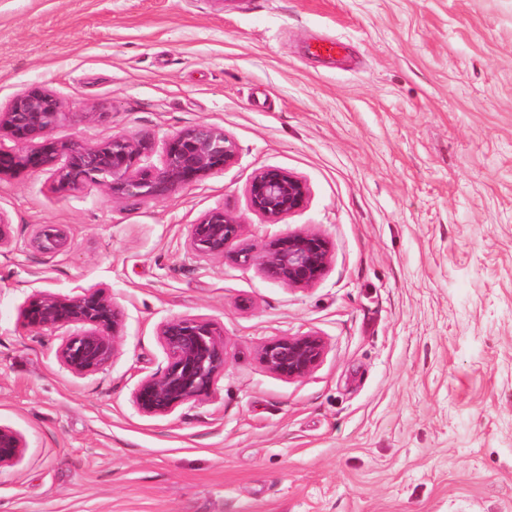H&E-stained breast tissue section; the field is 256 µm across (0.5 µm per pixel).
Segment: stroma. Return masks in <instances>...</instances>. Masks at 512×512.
Returning a JSON list of instances; mask_svg holds the SVG:
<instances>
[{"label":"stroma","instance_id":"1","mask_svg":"<svg viewBox=\"0 0 512 512\" xmlns=\"http://www.w3.org/2000/svg\"><path fill=\"white\" fill-rule=\"evenodd\" d=\"M329 39L348 62L308 54ZM35 85L67 114L51 138L159 144L206 121L238 153L139 202L0 175V425L25 441L0 512H512V0H0V108ZM266 167L309 188L272 222L246 195ZM216 207L250 244L322 235L324 275L191 255ZM40 224L66 228L63 252L30 247ZM90 286L123 327L79 376L22 309ZM184 315L223 326L224 376L144 415L158 328ZM309 332L325 355L307 376L260 363Z\"/></svg>","mask_w":512,"mask_h":512}]
</instances>
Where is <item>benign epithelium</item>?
Returning a JSON list of instances; mask_svg holds the SVG:
<instances>
[{
  "mask_svg": "<svg viewBox=\"0 0 512 512\" xmlns=\"http://www.w3.org/2000/svg\"><path fill=\"white\" fill-rule=\"evenodd\" d=\"M65 116L60 101L47 89L34 87L15 96L0 110V133L14 142L10 149L0 147V173L46 170L52 188L60 192L95 184L121 200L162 199L224 169L237 156L236 144L224 129L201 121L166 139L161 165L156 166L150 162L153 142L148 135L115 134L95 145L49 137ZM247 199L253 212L276 220L304 207L308 187L284 169L266 167L249 182ZM241 236L242 224L224 209L214 208L192 224L188 248L198 257L258 265L270 278L290 287L313 284L330 261L328 240L315 233L294 232L260 246L242 244ZM32 244L42 253L56 254L65 247L66 235L55 224H42ZM22 317L24 325L39 329L81 327L64 337L58 350L63 365L78 375L93 374L112 359L122 326L120 308L101 287L65 296L37 293L27 301ZM159 336L167 365L142 379L133 392L136 408L148 416H168L210 396L226 365L224 329L206 317L168 319L160 325ZM324 353L321 336L305 333L267 342L258 359L284 378L299 379L322 361ZM24 448L17 431L0 425V468L15 465Z\"/></svg>",
  "mask_w": 512,
  "mask_h": 512,
  "instance_id": "7a95c632",
  "label": "benign epithelium"
}]
</instances>
